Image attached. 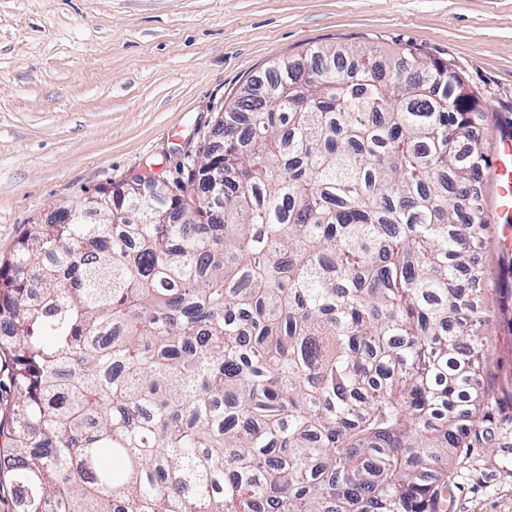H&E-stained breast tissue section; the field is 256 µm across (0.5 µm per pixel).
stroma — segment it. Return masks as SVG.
<instances>
[{"label": "stroma", "instance_id": "stroma-1", "mask_svg": "<svg viewBox=\"0 0 512 512\" xmlns=\"http://www.w3.org/2000/svg\"><path fill=\"white\" fill-rule=\"evenodd\" d=\"M334 43L425 48L482 100L474 136L512 135V0H0V260L95 190L186 179L248 80ZM477 191L490 404L447 512H512V246L491 177Z\"/></svg>", "mask_w": 512, "mask_h": 512}]
</instances>
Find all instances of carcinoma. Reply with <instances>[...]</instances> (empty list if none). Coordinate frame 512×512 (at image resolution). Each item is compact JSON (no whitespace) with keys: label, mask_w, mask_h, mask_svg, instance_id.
I'll return each instance as SVG.
<instances>
[{"label":"carcinoma","mask_w":512,"mask_h":512,"mask_svg":"<svg viewBox=\"0 0 512 512\" xmlns=\"http://www.w3.org/2000/svg\"><path fill=\"white\" fill-rule=\"evenodd\" d=\"M483 117L412 44L316 46L187 181L33 225L0 262L19 512H435L489 408Z\"/></svg>","instance_id":"obj_1"}]
</instances>
